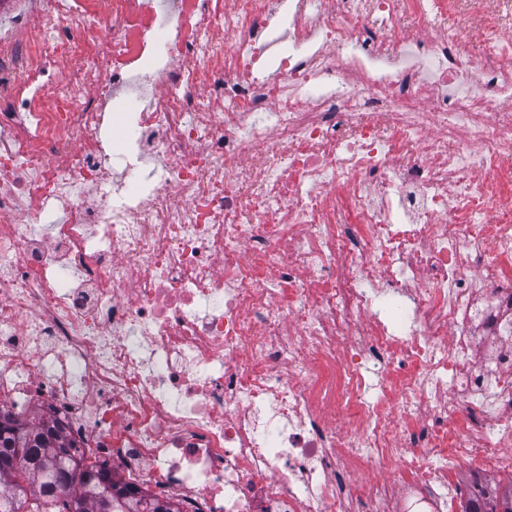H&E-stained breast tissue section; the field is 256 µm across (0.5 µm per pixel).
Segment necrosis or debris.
<instances>
[{"instance_id":"4bbe7bcc","label":"necrosis or debris","mask_w":512,"mask_h":512,"mask_svg":"<svg viewBox=\"0 0 512 512\" xmlns=\"http://www.w3.org/2000/svg\"><path fill=\"white\" fill-rule=\"evenodd\" d=\"M0 411L181 512L484 507L512 0H0Z\"/></svg>"}]
</instances>
